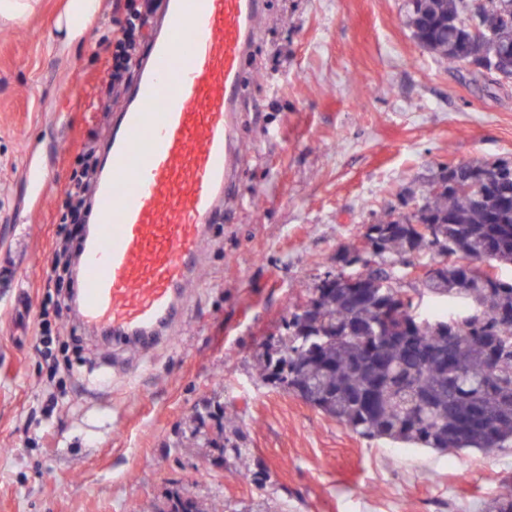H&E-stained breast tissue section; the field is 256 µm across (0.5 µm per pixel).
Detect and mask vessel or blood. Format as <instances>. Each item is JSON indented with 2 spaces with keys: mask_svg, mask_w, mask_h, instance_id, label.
Masks as SVG:
<instances>
[{
  "mask_svg": "<svg viewBox=\"0 0 512 512\" xmlns=\"http://www.w3.org/2000/svg\"><path fill=\"white\" fill-rule=\"evenodd\" d=\"M265 0H165L112 123L90 235L82 241L78 324L147 347L175 326L212 224L234 209L245 63Z\"/></svg>",
  "mask_w": 512,
  "mask_h": 512,
  "instance_id": "obj_1",
  "label": "vessel or blood"
}]
</instances>
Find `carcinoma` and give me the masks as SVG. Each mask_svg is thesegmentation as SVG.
I'll return each mask as SVG.
<instances>
[{
    "label": "carcinoma",
    "instance_id": "1",
    "mask_svg": "<svg viewBox=\"0 0 512 512\" xmlns=\"http://www.w3.org/2000/svg\"><path fill=\"white\" fill-rule=\"evenodd\" d=\"M408 26L424 50L466 64L471 20L496 81H512V0H407ZM492 180L440 192L441 166L389 214L367 245L336 258L354 273L374 269L353 290L318 284L288 312L286 333L263 358L265 380L361 437L431 451L512 447V281L473 262L512 265V162L465 163ZM456 256L450 264L439 260ZM431 267L417 288L410 259ZM250 452L238 434L224 453ZM481 512H512V483Z\"/></svg>",
    "mask_w": 512,
    "mask_h": 512
}]
</instances>
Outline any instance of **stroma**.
Here are the masks:
<instances>
[{
  "instance_id": "stroma-1",
  "label": "stroma",
  "mask_w": 512,
  "mask_h": 512,
  "mask_svg": "<svg viewBox=\"0 0 512 512\" xmlns=\"http://www.w3.org/2000/svg\"><path fill=\"white\" fill-rule=\"evenodd\" d=\"M242 104L240 210L213 225L178 335L142 349L86 338L70 374L35 349L59 210L98 112L116 0L65 52L40 0L0 23V512H151L174 492L228 512H480L512 480V447L483 454L361 437L262 379L290 308L336 270L365 225L400 211L438 164L512 161V83L423 50L405 0H267ZM43 169L33 196L29 167ZM224 414L251 453L197 436ZM268 481L258 488L257 470Z\"/></svg>"
}]
</instances>
